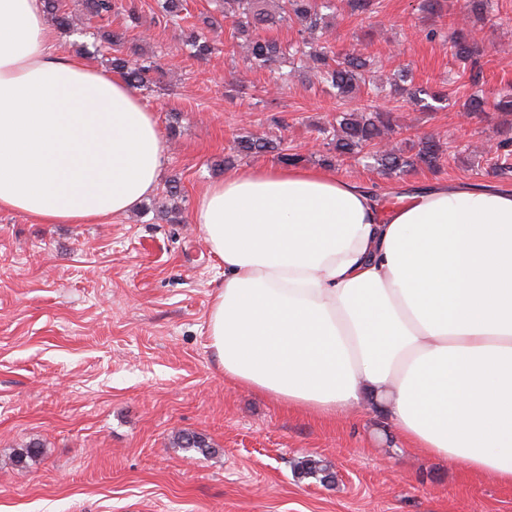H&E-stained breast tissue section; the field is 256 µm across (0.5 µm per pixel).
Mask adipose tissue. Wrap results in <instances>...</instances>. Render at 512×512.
I'll return each instance as SVG.
<instances>
[{"instance_id": "obj_1", "label": "adipose tissue", "mask_w": 512, "mask_h": 512, "mask_svg": "<svg viewBox=\"0 0 512 512\" xmlns=\"http://www.w3.org/2000/svg\"><path fill=\"white\" fill-rule=\"evenodd\" d=\"M154 113L65 56L42 0H0V210L98 224L158 185ZM224 264L209 314L225 375L288 406H384L409 445L512 485V193L396 200L328 169L235 170L191 218Z\"/></svg>"}]
</instances>
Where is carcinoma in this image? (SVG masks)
<instances>
[{
  "label": "carcinoma",
  "instance_id": "cac0c4a2",
  "mask_svg": "<svg viewBox=\"0 0 512 512\" xmlns=\"http://www.w3.org/2000/svg\"><path fill=\"white\" fill-rule=\"evenodd\" d=\"M224 21L231 23L232 36L242 37L247 50L246 59L259 68H270L283 63L292 64L284 76L304 73L318 83L333 90L338 103L336 116L328 125L318 129L319 134L330 141L336 157L357 152H365L374 160L378 170L386 175H400L412 168L423 165L430 170L439 167L443 155L440 142L424 138L417 142V151L411 156L396 145L384 151H375L373 147L393 134L394 128L391 110L381 109L365 103L355 109L345 108V104L358 95L370 94L372 88L367 82L370 72V60L360 50L353 48L337 52L328 41L319 40L317 34L324 33L326 22L322 10L332 7L334 0H222ZM44 11L50 16L57 28L65 32L79 30L76 19L66 12L62 0H43ZM351 14L372 17L379 13L381 0H349ZM86 10L92 17H102L110 13L135 11V6L126 0H86ZM183 0H164L162 17L165 23L180 31L190 56L196 60L207 59L215 50V43L204 33L188 24L183 15ZM291 22L296 37L282 41L265 35V31L283 23ZM448 45L452 56L462 65V73L468 74V81L478 86L482 79L478 66L480 48L471 32L455 27L448 35ZM94 53L108 54L107 61L111 69L123 75L130 87L144 90L150 87L156 76L163 73L164 66L160 57L147 56L134 46L128 45L126 31L115 30L101 36L94 45ZM400 94L405 102L420 112H432L445 101V94L429 86L415 82L412 70H399L398 78L389 83V88L380 91ZM459 108L467 113H481L488 110L512 114V86L502 89L493 98L477 90L459 100ZM501 152L494 163L500 170L512 169V140L506 138L499 142ZM234 153L239 157H248L274 153L278 160L293 164L297 156L283 152L279 145L258 137L242 136L237 138Z\"/></svg>",
  "mask_w": 512,
  "mask_h": 512
}]
</instances>
